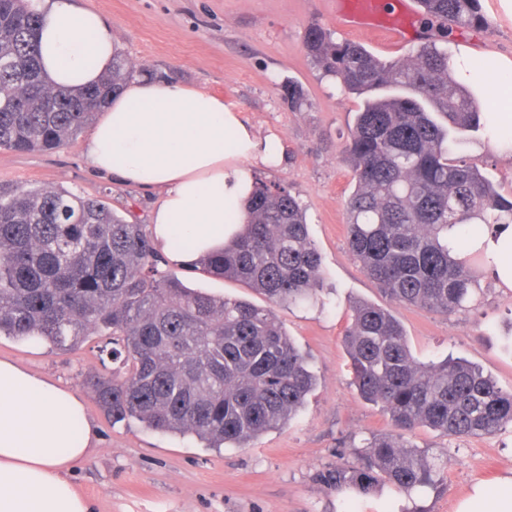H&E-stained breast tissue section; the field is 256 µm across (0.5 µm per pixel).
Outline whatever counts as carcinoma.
Wrapping results in <instances>:
<instances>
[{"mask_svg": "<svg viewBox=\"0 0 512 512\" xmlns=\"http://www.w3.org/2000/svg\"><path fill=\"white\" fill-rule=\"evenodd\" d=\"M427 19L479 29L481 0H418ZM42 15L32 0H0V150L51 152L73 143L133 76L116 58L97 84L74 92L40 69ZM303 47L325 75L361 98L344 160L355 181L347 243L390 301L456 313L479 290L487 258L453 241L512 224V197L478 168L451 157L458 136L484 129L472 92L434 43L384 61L310 26ZM299 109L302 88L284 86ZM245 224L190 270L232 279L274 305L314 302L322 258L304 208L285 185L255 180ZM142 225L98 198L63 187L0 184V336L39 338L67 352L99 331L112 372L93 383L96 403L119 423L192 434L210 448H241L284 426L317 386L308 357L270 307L192 290L163 271ZM351 383L395 431L368 444L359 466L324 477L362 493L438 488L436 470L405 439L427 427L455 438L493 436L512 425V392L480 368L448 358L417 362L392 311L351 306L345 333Z\"/></svg>", "mask_w": 512, "mask_h": 512, "instance_id": "1", "label": "carcinoma"}]
</instances>
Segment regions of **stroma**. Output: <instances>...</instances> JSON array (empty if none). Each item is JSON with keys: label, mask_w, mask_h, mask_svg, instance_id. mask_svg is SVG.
<instances>
[{"label": "stroma", "mask_w": 512, "mask_h": 512, "mask_svg": "<svg viewBox=\"0 0 512 512\" xmlns=\"http://www.w3.org/2000/svg\"><path fill=\"white\" fill-rule=\"evenodd\" d=\"M100 12L121 41V55L138 77H165L222 97L260 135L279 136L286 159L276 168L254 166L255 178L287 184L306 212L311 239L322 255L324 290L318 303L276 307L275 313L309 356L318 386L284 427L264 433L248 447H205L194 435L149 430L130 420L111 423L98 407L91 379L108 374L91 335L62 353L0 336V358H8L74 389L85 401L99 444L77 465L72 479L93 512H453L457 498L477 481L512 470V428L479 438L446 437L421 428L410 442L436 464L439 489L404 494L391 486L363 495L327 488L323 474L351 468L359 449L391 431L388 416L363 401L350 384L343 337L350 304L363 299L388 305L347 244L346 203L354 189L342 152L360 100L342 94L303 49L308 26L329 29L384 60L411 55L436 42L449 53L480 59L497 52L512 57V21L497 0H481L488 26L439 28L423 17L413 38L382 50L372 32H346L336 21V0H78ZM298 82L306 101L292 109L285 83ZM453 155L474 163L505 196L512 195V154L487 134L453 146ZM0 182L67 187L104 200L136 224H150L161 194L95 171L79 144L53 152L0 151ZM170 273L207 293L266 305L264 296L240 284L168 264ZM465 311L448 316L411 305H390L402 324L414 359L438 362L461 357L512 390V289L491 277Z\"/></svg>", "instance_id": "35a3bbf8"}]
</instances>
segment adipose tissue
<instances>
[{
  "instance_id": "obj_1",
  "label": "adipose tissue",
  "mask_w": 512,
  "mask_h": 512,
  "mask_svg": "<svg viewBox=\"0 0 512 512\" xmlns=\"http://www.w3.org/2000/svg\"><path fill=\"white\" fill-rule=\"evenodd\" d=\"M37 8L48 80L72 89L96 83L121 48L111 26L74 0H39ZM451 66L459 82L486 95L488 129L511 150L512 58L487 53L478 71L460 53ZM100 113L83 153L97 171L161 191L152 236L175 263H193L235 237L253 191L252 162L275 166L283 156L276 136H260L222 98L172 80H131ZM181 235L189 248L174 247ZM480 247L499 286L512 289V225L465 244ZM97 445L76 392L0 358V512H92L70 476ZM455 512H512V472L472 485Z\"/></svg>"
}]
</instances>
